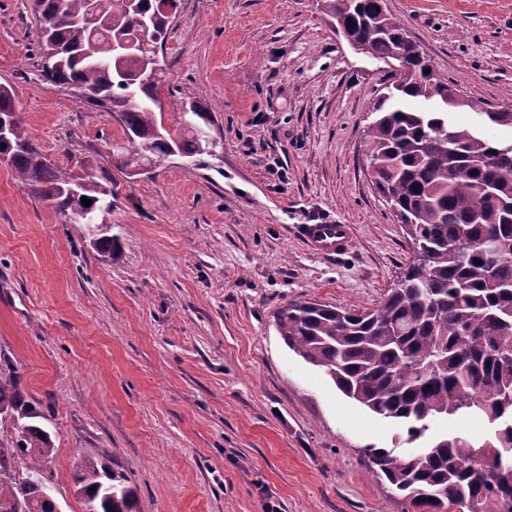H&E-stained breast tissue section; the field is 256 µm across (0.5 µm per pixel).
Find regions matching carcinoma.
I'll list each match as a JSON object with an SVG mask.
<instances>
[{
	"label": "carcinoma",
	"instance_id": "obj_1",
	"mask_svg": "<svg viewBox=\"0 0 512 512\" xmlns=\"http://www.w3.org/2000/svg\"><path fill=\"white\" fill-rule=\"evenodd\" d=\"M97 2L94 23L86 21ZM42 39L41 72L56 86L78 88L122 127V155L152 165L170 147L197 153L211 123L196 101L184 134L162 129L159 91L165 71L157 48L165 44L171 15L159 0H32ZM373 59L395 54L404 64L369 109L364 130L372 177L413 250L398 284L368 312L341 310L302 298L275 314L284 343L319 367L346 397L387 419L414 441L440 417L476 415L492 427L482 441L445 434L412 455L365 448L373 473L418 512H512L499 495L512 483V143L494 141L427 107L448 79L423 65L417 45L384 0H323ZM0 115L11 118L0 154L38 198L62 217L75 208L101 217L114 177H77L45 164L16 115L14 93L0 84ZM78 186L79 197L69 188ZM92 200L85 206L81 197ZM465 236L471 261L463 265L448 244ZM501 255L492 277L480 265L481 244ZM0 408L23 416L10 448H0V469L20 460L26 476L0 478V512H52L44 472L54 457L37 413L17 383L0 381ZM86 512H136V493L125 474L95 457L75 475Z\"/></svg>",
	"mask_w": 512,
	"mask_h": 512
}]
</instances>
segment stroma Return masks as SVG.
Segmentation results:
<instances>
[{
  "label": "stroma",
  "mask_w": 512,
  "mask_h": 512,
  "mask_svg": "<svg viewBox=\"0 0 512 512\" xmlns=\"http://www.w3.org/2000/svg\"><path fill=\"white\" fill-rule=\"evenodd\" d=\"M458 95L512 103V0H385ZM31 0H0V84L57 167L112 170L120 125L40 72ZM162 122L211 114L213 152L120 183L99 252L88 228L0 163V378H16L55 454L50 494L85 512L86 456L125 473L137 512H413L368 469L404 433L289 350L301 296L377 308L409 260L366 169L363 128L388 67L336 34L321 0H179ZM351 225L336 257L304 225Z\"/></svg>",
  "instance_id": "35a3bbf8"
}]
</instances>
